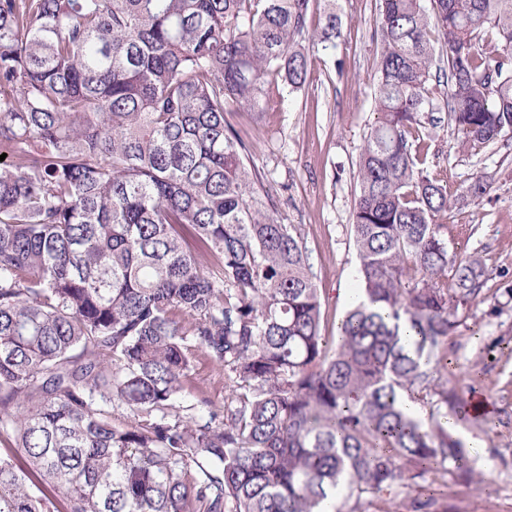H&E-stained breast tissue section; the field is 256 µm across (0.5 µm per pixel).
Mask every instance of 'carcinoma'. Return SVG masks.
<instances>
[{"label": "carcinoma", "instance_id": "1", "mask_svg": "<svg viewBox=\"0 0 512 512\" xmlns=\"http://www.w3.org/2000/svg\"><path fill=\"white\" fill-rule=\"evenodd\" d=\"M312 2L0 0V512H449L421 482L466 458L442 370L489 275L448 252L420 112L434 78L460 146L512 132V0H380L335 336L226 119L304 84ZM198 352L220 409L183 405ZM193 377L214 404L224 405L229 392L224 387V372L216 364L203 355H198L194 361Z\"/></svg>", "mask_w": 512, "mask_h": 512}]
</instances>
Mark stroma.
Returning <instances> with one entry per match:
<instances>
[{
    "instance_id": "35a3bbf8",
    "label": "stroma",
    "mask_w": 512,
    "mask_h": 512,
    "mask_svg": "<svg viewBox=\"0 0 512 512\" xmlns=\"http://www.w3.org/2000/svg\"><path fill=\"white\" fill-rule=\"evenodd\" d=\"M336 34L323 38L325 0H314L300 38L308 60L305 84L289 91L266 78L262 113L235 112L249 161L284 224L302 227L315 282L334 321L349 308L358 257L351 237L359 194L358 162L374 122V84L381 52L376 35L379 0H335ZM426 96L438 117L431 128L430 169L448 180L451 205L439 216L450 253L479 256L490 276L484 300L459 314L448 342L447 378L463 395L484 394L486 419L462 411L448 430L481 477L474 489L456 469L431 486L455 512H512V133L458 150L447 111L446 85L429 81ZM490 185L483 198L468 196L474 177Z\"/></svg>"
}]
</instances>
